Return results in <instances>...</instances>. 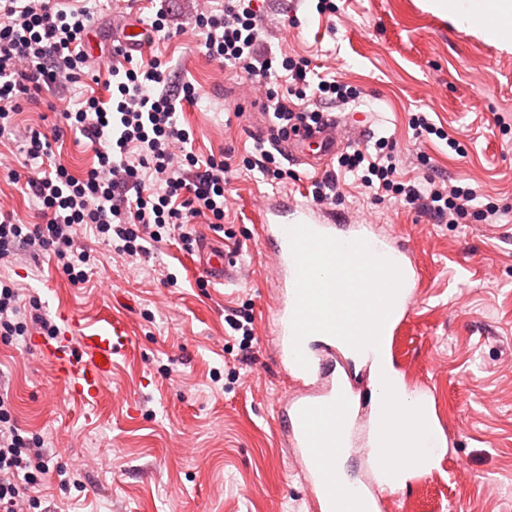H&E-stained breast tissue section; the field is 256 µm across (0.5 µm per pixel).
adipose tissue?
Returning a JSON list of instances; mask_svg holds the SVG:
<instances>
[{
  "mask_svg": "<svg viewBox=\"0 0 512 512\" xmlns=\"http://www.w3.org/2000/svg\"><path fill=\"white\" fill-rule=\"evenodd\" d=\"M456 28L512 52V0H429Z\"/></svg>",
  "mask_w": 512,
  "mask_h": 512,
  "instance_id": "obj_1",
  "label": "adipose tissue"
}]
</instances>
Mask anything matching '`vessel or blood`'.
<instances>
[{"instance_id": "vessel-or-blood-1", "label": "vessel or blood", "mask_w": 512, "mask_h": 512, "mask_svg": "<svg viewBox=\"0 0 512 512\" xmlns=\"http://www.w3.org/2000/svg\"><path fill=\"white\" fill-rule=\"evenodd\" d=\"M145 30L136 16H129L122 29L121 43L129 49H140L145 45ZM339 124L329 119L324 124L302 131L300 146L278 142L277 147L285 156L296 162H306L308 155L319 160H331L342 143L338 135ZM304 224L315 232L341 237L342 241L366 240L374 246L380 256L389 258L400 267H407L403 251L393 248L388 241L372 238L368 224H353L345 231H338L336 218L321 213L305 203H290L278 200L261 212L260 238L272 242L274 250L273 272L278 281L277 297V353L289 375L300 381L311 382L327 379L325 391L314 398L293 396L281 398L278 412L291 433L289 445L300 456V466L308 485V494L315 512H374L376 505L358 491L338 493L330 471L336 466V451L353 444V435L348 424L356 404L352 392L342 379L334 375L337 353L354 356V349L339 338L327 334H313L302 343V351L308 361L300 367L294 358L292 339V317L296 304V266L292 256L287 227ZM202 264L206 275L221 283L231 275L230 264L224 247L211 243L202 250ZM66 326L76 328V342L59 338L44 341L40 350L52 363L64 395L80 401L97 399L104 391L115 358L122 355L131 337L121 319L109 316L96 328L81 326L76 314L64 316ZM365 364H372L376 354L368 348L359 353ZM343 413L344 424L334 422L336 413Z\"/></svg>"}]
</instances>
